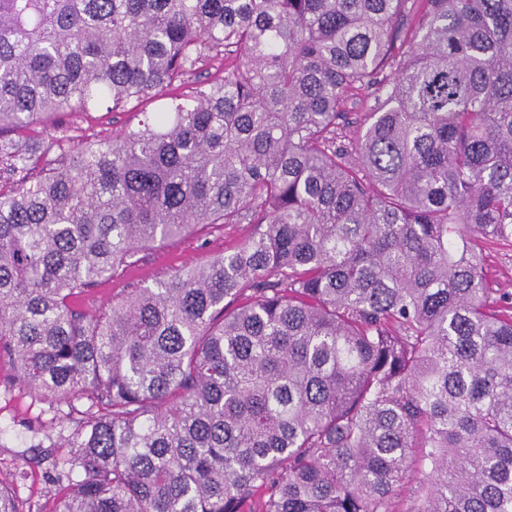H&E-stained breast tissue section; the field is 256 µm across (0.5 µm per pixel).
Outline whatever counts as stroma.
Instances as JSON below:
<instances>
[{
    "label": "stroma",
    "instance_id": "stroma-1",
    "mask_svg": "<svg viewBox=\"0 0 512 512\" xmlns=\"http://www.w3.org/2000/svg\"><path fill=\"white\" fill-rule=\"evenodd\" d=\"M153 108L145 101L116 112L101 107L77 114L66 122L61 148L72 150L87 138H112ZM250 232L247 224L217 225L206 234L139 253L134 264L115 269L111 278L77 296L75 306L87 314L98 313L124 289L154 285L175 270L223 253ZM85 409L84 402L67 405L15 384L10 360L0 357V485L10 489L21 512H55L66 492L64 484L55 481V464L67 457L66 439Z\"/></svg>",
    "mask_w": 512,
    "mask_h": 512
}]
</instances>
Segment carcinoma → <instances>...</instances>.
<instances>
[{
    "instance_id": "carcinoma-1",
    "label": "carcinoma",
    "mask_w": 512,
    "mask_h": 512,
    "mask_svg": "<svg viewBox=\"0 0 512 512\" xmlns=\"http://www.w3.org/2000/svg\"><path fill=\"white\" fill-rule=\"evenodd\" d=\"M159 97L67 154L11 138ZM213 224L253 231L74 308ZM497 244L512 0H0V355L108 410L68 436L59 512H512ZM250 224H223L209 228L205 235L185 236L174 242L137 254L128 267H119L112 278L103 279L87 293L75 298V306L86 314H97L126 288L153 286L177 269L193 266L207 258L224 254V249L245 239Z\"/></svg>"
}]
</instances>
